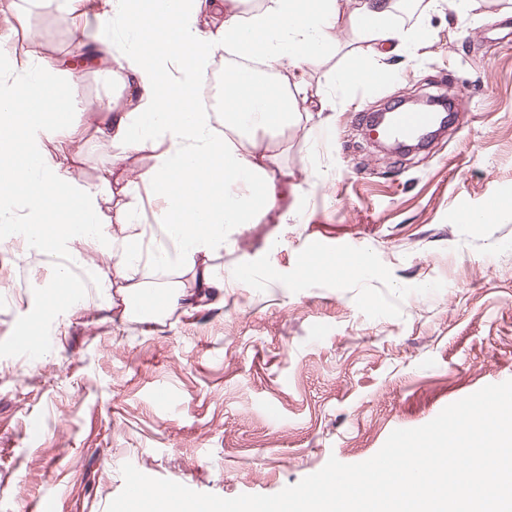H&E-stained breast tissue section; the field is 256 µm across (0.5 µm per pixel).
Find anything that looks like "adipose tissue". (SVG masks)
<instances>
[{
    "label": "adipose tissue",
    "mask_w": 512,
    "mask_h": 512,
    "mask_svg": "<svg viewBox=\"0 0 512 512\" xmlns=\"http://www.w3.org/2000/svg\"><path fill=\"white\" fill-rule=\"evenodd\" d=\"M96 16L95 52L116 61L117 75L130 97L101 100L97 127L110 144L112 194L126 197L122 224L131 234H109L101 220L97 193L78 183L49 156L44 138L71 135L80 100L79 74L58 80L52 63L15 61L0 48V241L20 237L56 268L44 291L48 311L81 304L73 269L83 259L76 244L116 256L115 274L103 277L104 295L140 296L141 283L127 280L133 268H194L196 288L163 295L160 307L173 310L224 294L211 256L227 235L271 211L285 185L261 146L282 134L299 116L312 132L328 129L332 102L308 98L305 65L330 55L342 18L369 37L380 56L426 46L430 30L403 29L384 0H357L344 13L343 0H262L244 12L243 0H108ZM262 58L287 71V84H269L247 69L224 73V110L208 112L199 92L213 59L226 50ZM154 154L153 166L132 177L137 153ZM165 197L167 206L153 223L143 221L137 203L141 184Z\"/></svg>",
    "instance_id": "adipose-tissue-1"
}]
</instances>
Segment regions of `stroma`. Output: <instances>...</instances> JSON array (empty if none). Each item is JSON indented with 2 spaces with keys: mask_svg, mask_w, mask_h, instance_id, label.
I'll use <instances>...</instances> for the list:
<instances>
[{
  "mask_svg": "<svg viewBox=\"0 0 512 512\" xmlns=\"http://www.w3.org/2000/svg\"><path fill=\"white\" fill-rule=\"evenodd\" d=\"M94 0L61 15L55 0H17L0 39L38 40L57 77L74 65V30L93 32ZM432 41L416 54L377 59L366 36L341 24L324 62L306 67L313 96L336 110L333 143L308 123L288 128L278 153L297 219L270 217L230 235L217 272L252 265L247 287L197 310L124 312L94 279L113 264L81 245L79 307L42 325L45 363L14 354L11 339L37 311L53 265L25 245L0 244V512H107L123 464L224 498L272 495L329 458L373 457L396 429L417 428L489 384L512 379V0H477L461 24L422 9ZM395 70L368 90L334 79L353 62ZM103 63L81 68L76 132L48 149L82 185L102 189L113 150L93 129L97 99L117 97ZM457 95L467 103L428 151H377L359 117L400 97ZM504 205L473 224L487 199ZM351 244L370 275L307 276L314 246L339 258ZM171 394L155 398L157 388ZM39 422L42 432L29 427Z\"/></svg>",
  "mask_w": 512,
  "mask_h": 512,
  "instance_id": "1",
  "label": "stroma"
}]
</instances>
